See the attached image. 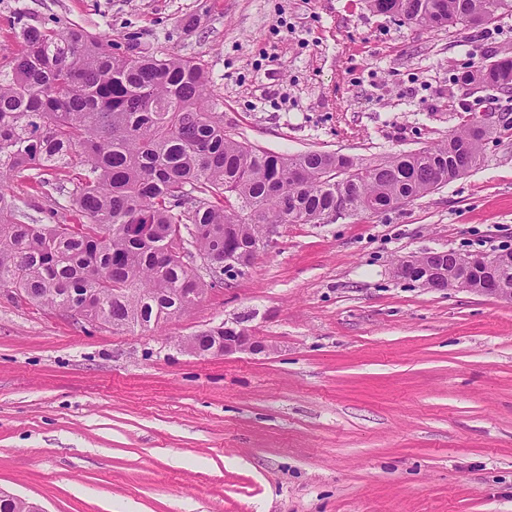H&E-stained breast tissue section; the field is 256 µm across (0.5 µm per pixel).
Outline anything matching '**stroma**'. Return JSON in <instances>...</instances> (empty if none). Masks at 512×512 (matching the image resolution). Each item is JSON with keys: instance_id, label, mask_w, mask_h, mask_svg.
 <instances>
[{"instance_id": "1", "label": "stroma", "mask_w": 512, "mask_h": 512, "mask_svg": "<svg viewBox=\"0 0 512 512\" xmlns=\"http://www.w3.org/2000/svg\"><path fill=\"white\" fill-rule=\"evenodd\" d=\"M201 59L238 140L359 158L499 114L480 164L384 212L280 225L245 275L159 326L120 330L0 288V489L44 512H512V302L402 279L397 262L512 248V96L458 82L512 57V12L425 30L368 0H0ZM56 172L4 185L75 224ZM248 316L267 353L181 340Z\"/></svg>"}]
</instances>
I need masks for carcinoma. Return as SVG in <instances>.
Returning a JSON list of instances; mask_svg holds the SVG:
<instances>
[{"label":"carcinoma","instance_id":"obj_1","mask_svg":"<svg viewBox=\"0 0 512 512\" xmlns=\"http://www.w3.org/2000/svg\"><path fill=\"white\" fill-rule=\"evenodd\" d=\"M416 27L489 26L512 0H369ZM20 47L0 64V185L66 173L55 187L80 224H29L0 191V288L67 312L80 294L116 329H149L224 284V252L255 245L259 224H325L396 208L467 173L487 134L366 162L331 152L279 155L224 129L205 64L121 47L72 24L20 13ZM460 81L512 94V60ZM199 255L217 271L199 274Z\"/></svg>","mask_w":512,"mask_h":512}]
</instances>
